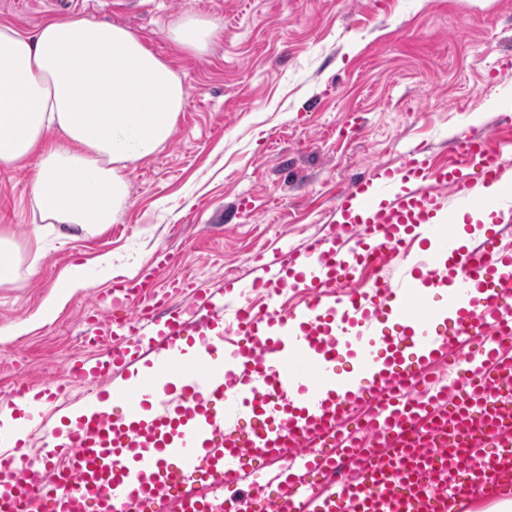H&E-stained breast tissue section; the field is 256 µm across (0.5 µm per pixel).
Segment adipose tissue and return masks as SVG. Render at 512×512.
I'll use <instances>...</instances> for the list:
<instances>
[{"label": "adipose tissue", "instance_id": "ef3b65f1", "mask_svg": "<svg viewBox=\"0 0 512 512\" xmlns=\"http://www.w3.org/2000/svg\"><path fill=\"white\" fill-rule=\"evenodd\" d=\"M217 32L190 15L168 36L202 52ZM186 97L175 70L125 26L73 17L30 34L0 24V169L40 156L29 240L41 244L48 224L72 238L114 222L130 201L124 169L168 142Z\"/></svg>", "mask_w": 512, "mask_h": 512}]
</instances>
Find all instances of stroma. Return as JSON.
Segmentation results:
<instances>
[{
    "mask_svg": "<svg viewBox=\"0 0 512 512\" xmlns=\"http://www.w3.org/2000/svg\"><path fill=\"white\" fill-rule=\"evenodd\" d=\"M189 14L221 31L200 54L166 36ZM68 17L129 27L188 95L165 146L125 169L131 197L115 222L67 240L46 229L34 274L0 288V401L91 354L92 294L157 254L170 259L158 293L184 281L169 302L190 307L197 288L253 278L255 254L328 234L350 179L413 152L449 162L463 133L512 140V76L500 74L512 62V0H0V23L23 32ZM35 168L0 171V233L23 247L38 221ZM69 277L87 288L44 318Z\"/></svg>",
    "mask_w": 512,
    "mask_h": 512,
    "instance_id": "stroma-1",
    "label": "stroma"
}]
</instances>
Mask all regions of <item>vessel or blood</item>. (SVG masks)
<instances>
[{"label": "vessel or blood", "instance_id": "obj_1", "mask_svg": "<svg viewBox=\"0 0 512 512\" xmlns=\"http://www.w3.org/2000/svg\"><path fill=\"white\" fill-rule=\"evenodd\" d=\"M455 153L349 183L330 234L250 284L225 279L232 301L201 288L195 307L164 309L146 293L155 271L122 280L96 354L55 387L92 395L52 432L62 465L41 470L0 423V512H166L199 479L222 512H447L438 480L455 497L500 484L512 471V249L495 234L458 245L439 191L464 205L495 185L482 205L511 202L512 159L494 136L460 134ZM291 290L302 307L278 304ZM390 323L401 334L386 335ZM145 347L151 373L105 390ZM438 358L444 383L426 372Z\"/></svg>", "mask_w": 512, "mask_h": 512}]
</instances>
